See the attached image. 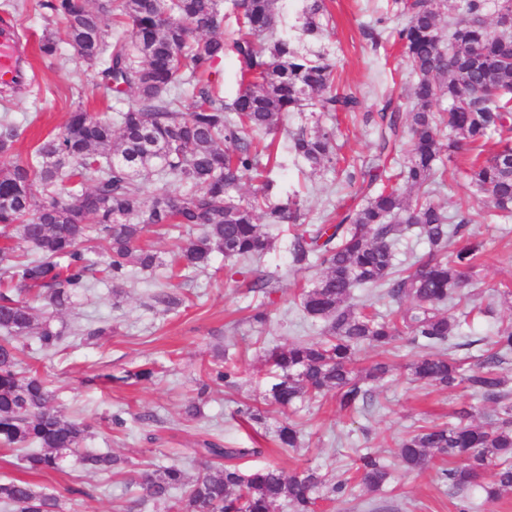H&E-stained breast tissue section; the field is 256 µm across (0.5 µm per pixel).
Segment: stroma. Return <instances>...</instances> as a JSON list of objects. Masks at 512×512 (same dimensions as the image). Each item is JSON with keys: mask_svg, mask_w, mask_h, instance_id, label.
<instances>
[{"mask_svg": "<svg viewBox=\"0 0 512 512\" xmlns=\"http://www.w3.org/2000/svg\"><path fill=\"white\" fill-rule=\"evenodd\" d=\"M325 7L326 31L320 46L336 65L337 89L356 94L362 111L336 119L327 116L323 123L337 130L338 156L361 168L371 159L377 141V130L364 122V113L377 112L388 98L406 95L414 80L400 48L389 43L373 47L365 30L375 24L391 30L403 19L390 10L387 0H325ZM2 17L12 21L29 68L19 93L0 96V117H8L22 131L14 157H26L57 135L76 108L101 116L114 114L111 89L101 84L95 70L68 43L59 42L53 56L40 52L44 36L58 30L45 0H0ZM276 154L271 177L281 194L298 193L304 223H324L330 212L352 204L354 188L340 182L334 171L312 174L285 149H277ZM442 167L444 174L434 186L432 200L448 212L460 208L468 212L471 234L485 243L468 273L469 302L477 305L489 295L497 297L494 316L478 317L452 351L472 366L489 349L497 330L512 324V222L505 224L493 216L484 197L465 178L462 157L444 159ZM292 235V229L278 227L275 249L251 264L247 277L227 278L225 261L217 255L206 270L183 277L134 273L118 296L111 287L95 286L60 321L72 325L93 320L111 326V334L91 343L73 340L57 355H34L30 364L54 380L57 402L67 415L95 424L92 447L128 460L135 469L184 459L203 440L220 439L228 448L262 449V456L240 460L243 470L275 464L290 471L309 465L335 478L349 476L358 449L369 448L390 466L389 484L380 491L358 488L339 501L322 502L320 512H459L463 507L470 512H512L511 492L495 503L484 502L482 493L474 489L454 493L440 477L442 460L421 473L406 471L400 464L397 443L406 431L449 421L455 410L471 402L460 389L409 382L405 366L418 353L414 346L401 345L392 355L396 370L375 386L371 407L342 412L331 396L305 406L295 417L303 441L298 450L286 452L277 446L276 429L286 417L282 408L267 407L266 425L259 430L241 421L238 406L262 396L263 348L316 339L321 333V323L305 317L295 299L298 288L312 284L320 270H290L287 246ZM266 273L280 277L274 292L266 296L251 291V276ZM159 288L182 297L183 305L168 313L152 306L150 296ZM261 305L269 313L268 321L250 322L253 310ZM223 350L237 362L236 386H212L201 400V418L186 419L184 409L198 398L205 369L217 362ZM152 361L163 365L164 371L151 381L106 388L84 384L88 377L116 374ZM111 413L120 414L124 426L102 425L103 416ZM13 478L70 492L68 512H156L152 504H136L123 475L92 472L74 457L65 472L34 475L24 469L18 453L0 450V480Z\"/></svg>", "mask_w": 512, "mask_h": 512, "instance_id": "35a3bbf8", "label": "stroma"}]
</instances>
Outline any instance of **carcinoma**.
Segmentation results:
<instances>
[{"label": "carcinoma", "instance_id": "carcinoma-1", "mask_svg": "<svg viewBox=\"0 0 512 512\" xmlns=\"http://www.w3.org/2000/svg\"><path fill=\"white\" fill-rule=\"evenodd\" d=\"M284 0H232L236 37L225 41L220 0H54L60 34L126 107L116 121L77 108L55 137L30 156L0 167V446L22 453L25 469L60 472L81 455L87 469L110 473L123 464L110 452H86L94 436L89 423L66 417L56 406L51 381L24 367L36 350L66 349L68 332L55 315L72 308L91 281L122 288L132 272L159 267L204 270L219 253L231 267L274 249L260 217L270 224H300V199L275 201L274 180L255 140L284 129L290 112L351 113L361 101L333 91L336 65L327 55L301 49L279 31ZM455 9L451 0H404L406 22L394 38L416 74L412 107L387 100L376 121L373 161L360 171L342 169L358 184L361 203L336 213L330 224H300L288 246L291 267H321V275L299 294L312 320L324 323L323 337L264 352L271 381L267 404L288 408L332 394L339 409H362L373 384L393 373L388 361L355 368L362 348L385 352L408 342L422 349L406 365L416 382L462 386L502 409L500 423L483 427L470 421L472 409L454 412L456 422L420 425L398 444L409 471H422L439 458L452 489L477 488L487 501L512 491V390L498 366L512 355V325L493 337L492 349L474 369L448 353L469 324L471 313L450 312L465 299L467 271L484 242L471 237L469 214L451 216L429 198L443 152L471 153L464 170L488 199L494 215L512 220V31L496 25L512 18V0H464L462 12L442 39L440 23ZM110 14L130 26L128 37L107 45L100 16ZM324 0H308L298 18L304 36L324 35ZM231 51L239 62L238 90L227 101L211 80L213 64ZM195 100L183 111L182 92ZM409 133L400 167L386 162ZM19 128L0 120V157L11 155ZM498 137L489 155L484 147ZM290 152L313 172L336 169L335 133L320 123L289 135ZM156 176L146 194L143 176ZM252 175L253 192L242 194ZM421 196L412 200L405 190ZM188 225L198 233L168 260L140 245L152 227ZM415 232L428 254L409 269L395 267L400 238ZM375 287L382 296L410 306L394 317L355 303L356 290ZM153 370L104 374L126 385L148 381ZM199 397L210 384L232 385L238 378L229 358L206 372ZM242 418L265 422V411L248 403ZM281 448L301 447L298 425L285 421L276 430ZM260 448H225L206 441L193 449L203 472L185 481L179 462L132 470L143 500L164 512H273L283 501L291 512H317L318 501H336L351 481L330 482L313 467L290 472L269 464L252 472L236 461L260 455ZM356 480L370 491L383 488L388 466L369 448L358 455ZM4 512H67L63 496L26 480L0 481Z\"/></svg>", "mask_w": 512, "mask_h": 512}]
</instances>
